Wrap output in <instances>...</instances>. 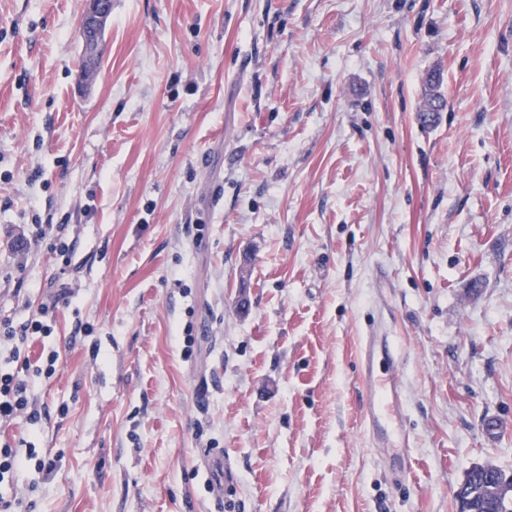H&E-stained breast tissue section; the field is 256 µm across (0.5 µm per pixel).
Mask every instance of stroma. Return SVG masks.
<instances>
[{"instance_id": "35a3bbf8", "label": "stroma", "mask_w": 512, "mask_h": 512, "mask_svg": "<svg viewBox=\"0 0 512 512\" xmlns=\"http://www.w3.org/2000/svg\"><path fill=\"white\" fill-rule=\"evenodd\" d=\"M87 4L0 0V316L70 290L0 429L60 458L29 512H457L511 471L512 0H112L84 85ZM370 348L366 354V367L364 378L369 382L374 400L371 405L370 415L375 422L391 419L390 413L394 404H397V395L394 388V378H374L369 368Z\"/></svg>"}]
</instances>
